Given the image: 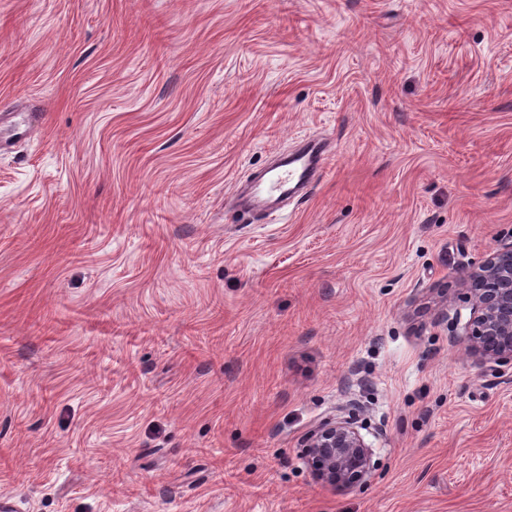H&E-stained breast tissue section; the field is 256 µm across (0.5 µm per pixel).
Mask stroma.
<instances>
[{
	"label": "stroma",
	"instance_id": "stroma-1",
	"mask_svg": "<svg viewBox=\"0 0 512 512\" xmlns=\"http://www.w3.org/2000/svg\"><path fill=\"white\" fill-rule=\"evenodd\" d=\"M0 495L16 512H512V0H0ZM306 202L237 185L305 136ZM360 413L338 493L306 432ZM462 284L470 290L474 317L462 336L484 368L512 365V242L490 253ZM355 410L336 407L305 437L307 464L321 485L342 492L365 481L373 469L372 449L359 430Z\"/></svg>",
	"mask_w": 512,
	"mask_h": 512
}]
</instances>
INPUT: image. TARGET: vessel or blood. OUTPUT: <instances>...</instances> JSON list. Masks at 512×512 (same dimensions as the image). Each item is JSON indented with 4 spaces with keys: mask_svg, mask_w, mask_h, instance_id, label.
I'll return each mask as SVG.
<instances>
[{
    "mask_svg": "<svg viewBox=\"0 0 512 512\" xmlns=\"http://www.w3.org/2000/svg\"><path fill=\"white\" fill-rule=\"evenodd\" d=\"M330 150L327 140L302 139L296 150L250 179L241 193L242 206L269 215L279 211L284 201L304 196Z\"/></svg>",
    "mask_w": 512,
    "mask_h": 512,
    "instance_id": "obj_1",
    "label": "vessel or blood"
}]
</instances>
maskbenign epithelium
Segmentation results:
<instances>
[{"mask_svg": "<svg viewBox=\"0 0 512 512\" xmlns=\"http://www.w3.org/2000/svg\"><path fill=\"white\" fill-rule=\"evenodd\" d=\"M462 284L474 303V317L463 333L468 349L480 355L488 370L512 365V242L467 272ZM305 442L311 474L325 487L346 491L372 472V449L351 408L336 407L335 414L309 430Z\"/></svg>", "mask_w": 512, "mask_h": 512, "instance_id": "1", "label": "benign epithelium"}]
</instances>
